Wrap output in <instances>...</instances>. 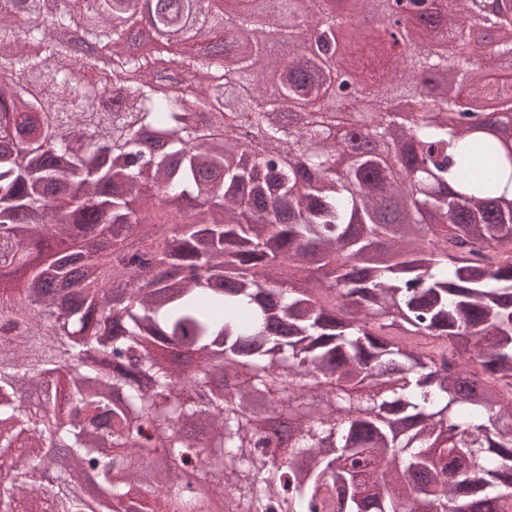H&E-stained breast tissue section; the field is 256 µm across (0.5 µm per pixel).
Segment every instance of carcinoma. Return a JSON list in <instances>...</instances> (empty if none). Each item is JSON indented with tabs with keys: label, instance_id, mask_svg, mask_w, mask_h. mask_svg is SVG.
<instances>
[{
	"label": "carcinoma",
	"instance_id": "carcinoma-1",
	"mask_svg": "<svg viewBox=\"0 0 512 512\" xmlns=\"http://www.w3.org/2000/svg\"><path fill=\"white\" fill-rule=\"evenodd\" d=\"M29 2L0 0V250L14 256L0 264V508L512 512V101L492 136L467 112L428 117L504 78L512 0H430L436 27L419 37H449L471 11L492 49L450 94L416 100L415 127L390 101L438 61L400 62L373 35L370 93L335 91L301 56L269 101L249 0L219 24L206 0H157L156 38L225 43L226 97L177 101L125 48L136 0L93 17L64 0L22 32ZM280 3L277 26L327 19L321 0ZM57 24L99 53L48 38ZM103 58L143 76L119 113L99 97ZM179 65L206 91L202 58ZM212 111L263 129V155L201 123ZM362 112L367 136L329 134ZM293 145L301 172L280 162ZM291 410L286 440L258 423ZM148 448L171 465L146 473Z\"/></svg>",
	"mask_w": 512,
	"mask_h": 512
}]
</instances>
